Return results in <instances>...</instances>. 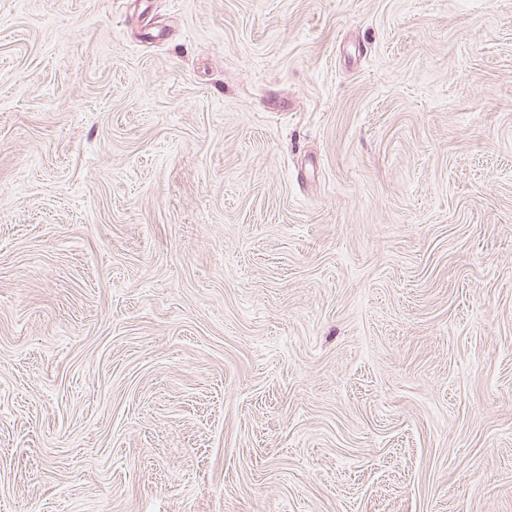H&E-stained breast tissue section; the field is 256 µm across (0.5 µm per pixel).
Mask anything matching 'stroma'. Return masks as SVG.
Instances as JSON below:
<instances>
[{"instance_id":"1","label":"stroma","mask_w":512,"mask_h":512,"mask_svg":"<svg viewBox=\"0 0 512 512\" xmlns=\"http://www.w3.org/2000/svg\"><path fill=\"white\" fill-rule=\"evenodd\" d=\"M0 512H512V0H0Z\"/></svg>"}]
</instances>
